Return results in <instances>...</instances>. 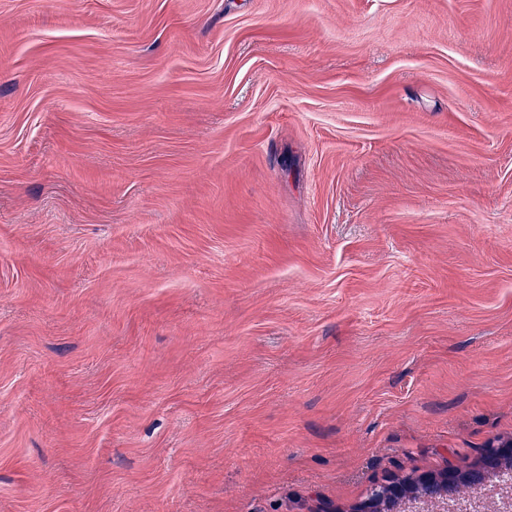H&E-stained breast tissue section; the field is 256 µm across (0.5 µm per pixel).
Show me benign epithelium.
<instances>
[{
    "label": "benign epithelium",
    "mask_w": 512,
    "mask_h": 512,
    "mask_svg": "<svg viewBox=\"0 0 512 512\" xmlns=\"http://www.w3.org/2000/svg\"><path fill=\"white\" fill-rule=\"evenodd\" d=\"M484 455L496 461L493 476L497 482L489 488V493L497 497V512H512V442L490 446ZM463 480L454 470H448L439 477L426 476L412 483L373 486L367 496L353 512H391L395 503L407 504V512H481L483 507L476 502H445L448 484Z\"/></svg>",
    "instance_id": "obj_1"
}]
</instances>
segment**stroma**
Instances as JSON below:
<instances>
[{"instance_id": "stroma-1", "label": "stroma", "mask_w": 512, "mask_h": 512, "mask_svg": "<svg viewBox=\"0 0 512 512\" xmlns=\"http://www.w3.org/2000/svg\"><path fill=\"white\" fill-rule=\"evenodd\" d=\"M511 441L512 0H0V512Z\"/></svg>"}]
</instances>
